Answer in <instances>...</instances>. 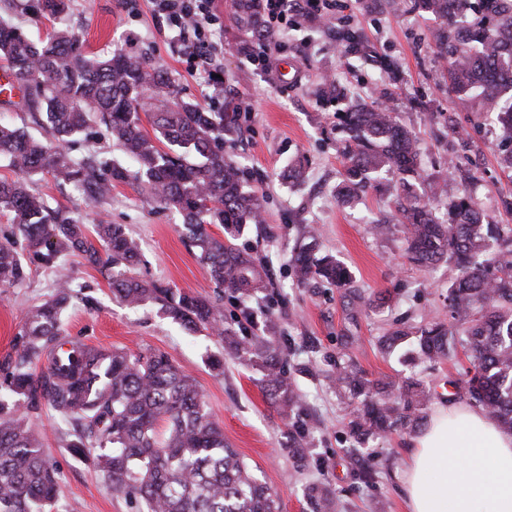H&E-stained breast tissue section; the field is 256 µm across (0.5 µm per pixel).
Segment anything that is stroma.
I'll list each match as a JSON object with an SVG mask.
<instances>
[{"label":"stroma","instance_id":"stroma-1","mask_svg":"<svg viewBox=\"0 0 512 512\" xmlns=\"http://www.w3.org/2000/svg\"><path fill=\"white\" fill-rule=\"evenodd\" d=\"M15 0L0 8V19L45 38L66 26L80 35L89 51L107 55L115 49L145 55L165 71L185 100L204 108L229 102L241 112L237 131L224 140V153L243 173L247 188L264 196V223L249 225L238 241L268 272L280 342H291L290 363L305 400V412L317 430L309 446L320 466L297 470L288 455L287 421L265 397L260 372L225 359L223 372L209 369L204 359L219 345L208 331L190 333L165 319L157 305L128 308L116 303L106 275L67 257L76 288L63 317L73 338L104 348L134 352L151 348L166 352L176 365L198 381L225 439L251 471L274 491L281 512H310L309 486L323 484L336 492L338 512H406L399 481L414 436L408 428L386 437L369 438L361 463L374 476L373 485L359 483L346 451L354 444L348 421L351 400L331 385L328 376L343 351L374 382L402 384L410 378L440 387L468 367L467 359L435 366L406 360L404 349L382 350L379 338L394 327H415L425 315L446 316L448 266L424 269L403 253L397 227L395 177L383 174L382 190L368 191L351 203L335 197L343 170L345 135L337 113L365 97L373 83L383 84L395 99L399 122L415 135L418 162L425 177L418 193L438 184L432 205L440 220L448 204L468 195L489 223L512 227V178L498 164L499 137L477 112L462 111L448 93V75L436 61L427 33L435 25L414 10L413 0L389 12L385 0H338L335 25L326 29L299 18L293 29L278 31V69L255 70L242 48L250 35L237 24L231 0H215L224 25L211 38L219 70L212 77L187 69L176 43L177 31L157 17L150 0H70L66 13L35 18ZM357 31L362 52L350 51L345 30ZM463 125L467 138L453 134ZM301 162L302 176L288 171ZM31 189L51 205L71 209L86 224L99 221L125 225L138 242L139 279L162 288H178L216 302L224 323L241 325L237 302L215 288L197 258V250L182 234V218L139 192L136 182L116 185L111 197L88 203L82 188L34 177ZM391 225L385 236L373 235L371 223ZM315 225L321 254L335 256L350 270L353 295L336 287H298L290 268L293 250L306 241ZM56 276L37 268L20 286L0 292V357L10 351L24 310L54 296ZM390 299L375 309L369 302L378 292ZM352 345H345V338ZM48 463L61 481L60 512H143L129 495L112 490L92 467L74 459L59 442L60 426L52 411L36 421Z\"/></svg>","mask_w":512,"mask_h":512}]
</instances>
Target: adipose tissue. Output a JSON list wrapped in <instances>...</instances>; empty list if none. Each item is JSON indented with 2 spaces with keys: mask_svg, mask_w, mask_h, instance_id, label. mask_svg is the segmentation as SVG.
Masks as SVG:
<instances>
[{
  "mask_svg": "<svg viewBox=\"0 0 512 512\" xmlns=\"http://www.w3.org/2000/svg\"><path fill=\"white\" fill-rule=\"evenodd\" d=\"M400 481L407 512H512V435L480 409L437 406Z\"/></svg>",
  "mask_w": 512,
  "mask_h": 512,
  "instance_id": "adipose-tissue-1",
  "label": "adipose tissue"
}]
</instances>
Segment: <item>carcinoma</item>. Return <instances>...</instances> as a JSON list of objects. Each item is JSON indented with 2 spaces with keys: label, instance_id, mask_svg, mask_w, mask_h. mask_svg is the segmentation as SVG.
I'll list each match as a JSON object with an SVG mask.
<instances>
[{
  "label": "carcinoma",
  "instance_id": "carcinoma-1",
  "mask_svg": "<svg viewBox=\"0 0 512 512\" xmlns=\"http://www.w3.org/2000/svg\"><path fill=\"white\" fill-rule=\"evenodd\" d=\"M419 9L439 21L430 32L435 57L446 64L448 86L464 109L492 117L501 131L500 164L512 169V0H418ZM251 35L270 40L263 25V0H232ZM66 0H30L35 16L59 15ZM0 61L23 86V102L41 114L50 138L37 140L23 129L0 124V157L15 178L0 179V216L12 226L0 240V290L23 283L30 266L57 271L68 255L109 271L112 298L128 307L159 305L163 316L189 332L206 330L222 351L206 357L214 371L224 356L258 367L272 405L288 420V452L300 469L313 464L307 448L315 432L304 418V402L287 368L276 336L272 306L267 331L243 334L224 326L219 307L202 296L159 288L133 275L140 253L122 224L88 227L69 209L51 207L28 186L49 173L81 184L88 200L99 201L128 180L127 170L107 161L76 158L70 144L103 124L112 141L136 166L141 191L182 218V231L198 249V260L216 287L242 304L267 291V270L236 240L246 225L264 223L263 196L244 185L240 169L224 156V135L236 129L237 112L206 110L180 97L168 75L147 57L116 50L99 57L62 28L35 43L0 20ZM387 89L373 92L340 113L346 133L337 199L382 187L381 174L394 172L407 259L429 268L448 263L450 319L432 317L418 327L397 328L380 337L382 349L407 343L412 359L437 364L468 352L471 367L448 381L464 397L512 434V227L489 224L471 199L448 204L445 222L415 192L421 180L416 141L383 106ZM151 103L153 133L141 126L140 111ZM221 226L224 236L209 231ZM294 254L296 283H328L348 290L351 273L328 255L319 256L315 228ZM498 245L487 259L489 242ZM54 298L29 307L13 352L0 360V512H53L60 478L43 456L34 418L43 408L59 423L62 447L101 473L115 491L138 498L146 512H280L278 496L258 482L224 430L207 409L194 377L170 357L147 349L131 354L102 350L64 335L61 317L72 297L73 278L60 276ZM46 358L37 372L34 362ZM336 385L359 406L349 421L356 446L391 434L421 418L432 392L420 381L373 384L349 354L336 364ZM313 512H332L326 487H309Z\"/></svg>",
  "mask_w": 512,
  "mask_h": 512
}]
</instances>
